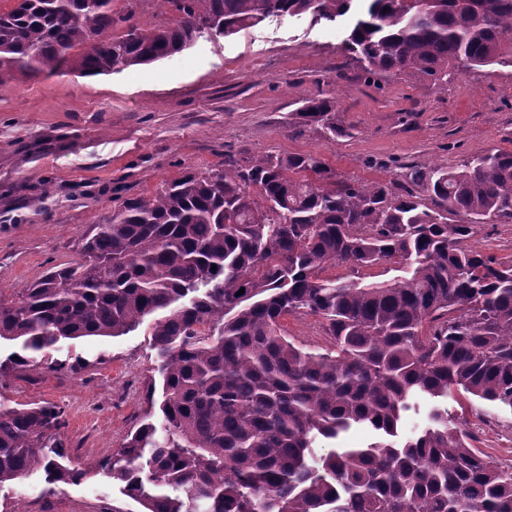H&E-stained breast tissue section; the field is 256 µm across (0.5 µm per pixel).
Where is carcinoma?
Segmentation results:
<instances>
[{
  "label": "carcinoma",
  "mask_w": 512,
  "mask_h": 512,
  "mask_svg": "<svg viewBox=\"0 0 512 512\" xmlns=\"http://www.w3.org/2000/svg\"><path fill=\"white\" fill-rule=\"evenodd\" d=\"M0 81L16 71L107 75L174 57L200 35L267 18L350 16L341 50L367 79L448 81L512 68V0H163L167 21L112 36V0H5ZM291 132L350 135L336 101L300 97ZM463 215L468 223L453 217ZM512 220V151L456 169L410 166L405 183H356L312 154L266 155L186 174L124 200L81 239L80 259L0 295V385L62 340L122 336L154 317L160 415L116 454L66 464L64 410L0 406V485L89 470L122 483L143 512H512V469L469 443L436 408L397 443L417 395L464 391L512 408V260L468 245ZM388 265L390 281L324 277ZM241 295H236L240 289ZM322 320L330 347L294 342L282 320ZM353 426L363 448L319 456L317 439Z\"/></svg>",
  "instance_id": "cac0c4a2"
}]
</instances>
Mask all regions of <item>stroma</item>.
I'll return each instance as SVG.
<instances>
[{"mask_svg":"<svg viewBox=\"0 0 512 512\" xmlns=\"http://www.w3.org/2000/svg\"><path fill=\"white\" fill-rule=\"evenodd\" d=\"M344 20L305 14L268 19L229 36L197 38L183 53L96 77L14 73L0 82V294L77 260L78 242L128 197L154 193L225 159L319 156L342 177L400 182L402 165L460 166L512 151V68L464 72L447 87L408 75L369 84L340 51ZM334 96L351 138L318 129L292 136L302 95ZM50 359L78 372L38 368L0 385V402H51L65 411L62 439L73 466L105 460L140 420L154 375L150 327L115 337L65 340ZM448 413L473 446L502 466L512 459V410L466 394ZM142 512L119 483L92 472L74 484L44 474L0 485V512Z\"/></svg>","mask_w":512,"mask_h":512,"instance_id":"35a3bbf8","label":"stroma"}]
</instances>
